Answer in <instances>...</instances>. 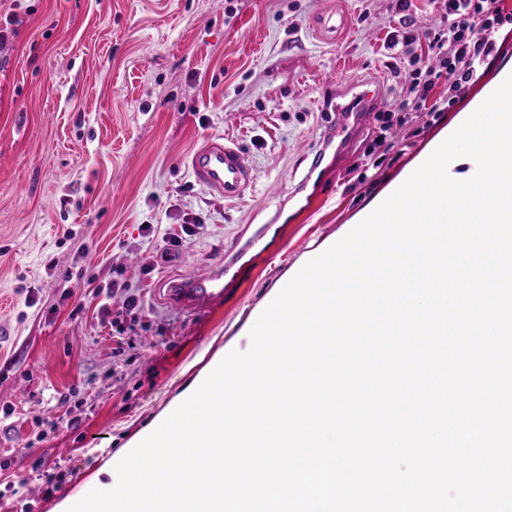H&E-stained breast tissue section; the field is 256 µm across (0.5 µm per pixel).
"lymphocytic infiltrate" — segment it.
<instances>
[{"label":"lymphocytic infiltrate","instance_id":"lymphocytic-infiltrate-1","mask_svg":"<svg viewBox=\"0 0 512 512\" xmlns=\"http://www.w3.org/2000/svg\"><path fill=\"white\" fill-rule=\"evenodd\" d=\"M505 18L502 0H448V25L430 37L425 57L413 56L417 38L407 29L391 33L389 45L399 48L400 60L412 65L411 79L401 91L412 109L397 119L398 125L412 121L426 106L430 91L447 81L448 96L461 97L473 76L496 50L495 32Z\"/></svg>","mask_w":512,"mask_h":512}]
</instances>
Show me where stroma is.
<instances>
[{
    "label": "stroma",
    "mask_w": 512,
    "mask_h": 512,
    "mask_svg": "<svg viewBox=\"0 0 512 512\" xmlns=\"http://www.w3.org/2000/svg\"><path fill=\"white\" fill-rule=\"evenodd\" d=\"M332 6L350 27L329 44L309 22ZM403 14L397 0H0L16 19L0 45V512H56L91 478L111 485L112 456L244 351L281 288L512 67L509 23L463 96L437 85L444 105L378 140L410 74L386 48ZM337 78L374 81L379 108L289 200L311 167L296 146L320 139L317 102ZM208 135L249 154L239 201L185 164ZM285 200L270 248L245 256L222 302L194 314L163 301L165 280L203 273ZM190 217L199 233L170 246ZM114 279L139 291L118 340L97 316Z\"/></svg>",
    "instance_id": "1"
}]
</instances>
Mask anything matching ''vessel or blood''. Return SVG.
<instances>
[{"instance_id":"b4317fda","label":"vessel or blood","mask_w":512,"mask_h":512,"mask_svg":"<svg viewBox=\"0 0 512 512\" xmlns=\"http://www.w3.org/2000/svg\"><path fill=\"white\" fill-rule=\"evenodd\" d=\"M347 23L348 18L343 12L331 9L316 16L312 27L319 38L332 43L340 37ZM378 104L379 94L374 90L359 84L337 86L335 98L324 100L321 107L325 115L323 148L316 151L315 160H323L325 148L330 147L335 139L355 134ZM186 164L197 184L227 202L240 200L255 181L246 151L221 136L206 138L190 154ZM263 238V230H256L245 240L237 242L234 250L213 262L203 274L169 283L165 290L166 300L194 313L206 311L223 299L225 285L238 276L239 255L258 246Z\"/></svg>"}]
</instances>
